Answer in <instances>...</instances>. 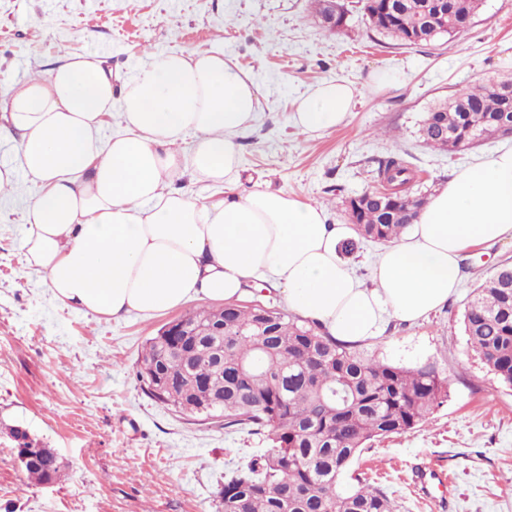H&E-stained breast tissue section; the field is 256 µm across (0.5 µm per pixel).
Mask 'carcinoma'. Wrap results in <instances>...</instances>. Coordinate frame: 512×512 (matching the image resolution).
<instances>
[{
	"label": "carcinoma",
	"mask_w": 512,
	"mask_h": 512,
	"mask_svg": "<svg viewBox=\"0 0 512 512\" xmlns=\"http://www.w3.org/2000/svg\"><path fill=\"white\" fill-rule=\"evenodd\" d=\"M483 0H364L363 11L379 33L401 44L431 43L461 33ZM512 78L489 79L433 105L421 123L423 143L442 152L461 151L512 136V101L505 88ZM413 181L411 163L389 157L377 170L378 185L350 198L346 214L359 238L394 243L410 226L424 198L404 186ZM223 375L212 390L223 402L208 408L207 395L191 379L190 367L207 370L206 336L215 309L200 308L180 318L185 336L159 331L146 340L138 362L157 363L167 380L151 390L142 369L136 376L153 401L183 415L224 419V427L246 429L272 442L263 454L224 475V508L244 502L243 512H396L388 495L358 477L353 488L337 487L353 460L378 438L407 434L448 398L450 379L435 366L395 365L364 357L353 343L322 333L315 325L275 307L267 325L253 331L263 312L257 306L226 303ZM465 333L471 349L499 384L512 389V265L503 264L483 281L467 302ZM184 342L189 356L168 354ZM36 484L60 477L62 465L49 448L24 442L17 457Z\"/></svg>",
	"instance_id": "1"
}]
</instances>
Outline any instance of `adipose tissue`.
Listing matches in <instances>:
<instances>
[{
    "mask_svg": "<svg viewBox=\"0 0 512 512\" xmlns=\"http://www.w3.org/2000/svg\"><path fill=\"white\" fill-rule=\"evenodd\" d=\"M259 88L223 52L155 53L134 77L92 56L67 55L47 76L0 90V114L20 136L27 175L25 260L59 304L107 317L194 300H239L258 276L281 287L290 312L347 343L378 339L385 319L415 323L461 288L462 253L512 236V148L454 172L380 253L375 287L339 254L354 227L256 184L238 188L237 138L257 117ZM352 83L301 97L293 124L316 134L351 112ZM122 130L100 133L112 110ZM193 136L191 155L176 145ZM224 185L202 203L185 174Z\"/></svg>",
    "mask_w": 512,
    "mask_h": 512,
    "instance_id": "obj_1",
    "label": "adipose tissue"
}]
</instances>
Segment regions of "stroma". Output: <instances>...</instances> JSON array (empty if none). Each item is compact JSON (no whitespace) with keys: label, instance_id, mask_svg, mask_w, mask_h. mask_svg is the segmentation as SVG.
Here are the masks:
<instances>
[{"label":"stroma","instance_id":"stroma-1","mask_svg":"<svg viewBox=\"0 0 512 512\" xmlns=\"http://www.w3.org/2000/svg\"><path fill=\"white\" fill-rule=\"evenodd\" d=\"M349 27L333 33L313 0H0V88L44 75L63 54L94 56L124 74L155 52L219 50L260 88L258 117L239 139L240 190L260 182L347 217L343 202L376 183L380 161L407 155L411 192L433 196L453 173L512 147V139L458 154L427 148L419 127L435 98L490 77L512 75V0H484L466 32L402 46L366 23L360 0H344ZM400 71L375 87L369 73ZM345 79L355 106L336 128L301 133L295 101L317 84ZM17 135H0V164L17 170L0 191V512H222L224 472L271 445L267 437L197 421L154 402L135 378L150 336L182 309L121 318L56 303L44 273L27 265V205L38 191L21 171ZM504 261L512 237L462 254L463 286L415 324L387 320L366 355L401 366L431 363L448 375L444 404L414 431L372 442L351 465L398 512H512V389L500 386L471 350L463 313L471 291ZM53 449L58 481L36 485L16 457L14 430ZM443 471L422 498L414 476Z\"/></svg>","mask_w":512,"mask_h":512}]
</instances>
